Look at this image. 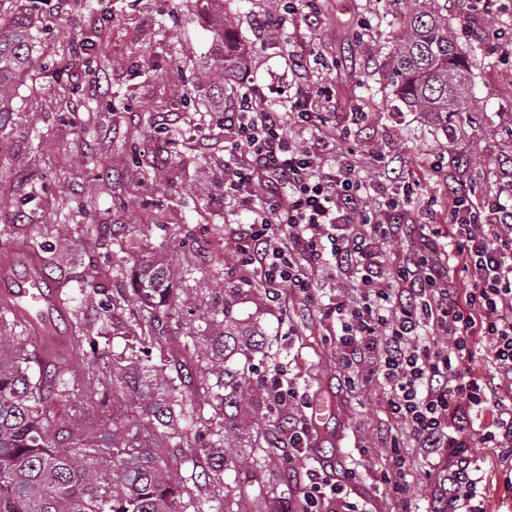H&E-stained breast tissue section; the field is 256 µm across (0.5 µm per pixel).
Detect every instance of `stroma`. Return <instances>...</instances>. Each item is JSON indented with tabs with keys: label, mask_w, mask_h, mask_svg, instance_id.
I'll return each mask as SVG.
<instances>
[{
	"label": "stroma",
	"mask_w": 512,
	"mask_h": 512,
	"mask_svg": "<svg viewBox=\"0 0 512 512\" xmlns=\"http://www.w3.org/2000/svg\"><path fill=\"white\" fill-rule=\"evenodd\" d=\"M404 7L403 0H325L317 26L301 28L295 45L313 59L306 79L336 97L339 111L367 114L350 141L366 179L412 184L411 211L432 208L437 223L449 178H461L479 200L512 172V16L481 14L458 27L471 53V120L448 139L432 116L406 111L381 80L395 37L389 22ZM265 9L266 0H224L230 41L255 47L253 18ZM202 10V0H169L162 12L154 0H93L87 8L47 0L31 45L44 67L8 75L0 101V213L10 217L0 223V251L37 237L51 260L49 276L72 284L58 330L84 327L92 367L114 381L97 417L132 432L152 430L186 512H301L306 472L327 458L358 469L348 497L354 512H398L376 479L391 453L384 434L393 425L381 384L347 390L335 323L289 290L271 298L234 265L235 227L247 216L219 200L224 128L215 122L207 135L196 131L214 110L206 68L217 44ZM103 13L112 17V37L95 47L106 65L96 77L71 44L90 37ZM367 43L372 52L364 51ZM288 47L266 38L235 85L287 90L295 79ZM184 87L192 91L187 104L177 100ZM106 96L115 111L99 107ZM432 154L442 169L430 167ZM84 222L105 248L78 241L73 226ZM147 258L177 271L159 309L158 346L129 332L139 318L136 274ZM118 295L121 305L102 318L103 305ZM149 363L167 367L162 399L195 412L197 422L142 419L134 403L153 378ZM273 364L306 397L322 394L335 409L307 451L289 461L276 448L285 421L252 385ZM228 369L251 384L232 408L217 396ZM184 428L188 447H170ZM472 462L483 473L490 512H500L494 449L476 444Z\"/></svg>",
	"instance_id": "stroma-1"
}]
</instances>
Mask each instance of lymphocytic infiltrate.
I'll use <instances>...</instances> for the list:
<instances>
[{"instance_id": "lymphocytic-infiltrate-1", "label": "lymphocytic infiltrate", "mask_w": 512, "mask_h": 512, "mask_svg": "<svg viewBox=\"0 0 512 512\" xmlns=\"http://www.w3.org/2000/svg\"><path fill=\"white\" fill-rule=\"evenodd\" d=\"M340 118L335 99L308 82L275 103L255 84L225 105L224 196L249 216L234 238L235 263L308 299L318 274L351 279L355 297L323 306L338 327V359L350 384H382L392 418L424 452L417 463L393 449L379 481L401 512H413L421 467L431 489L426 512H487L483 476L470 459L473 414L488 400L487 385L469 363L477 342L491 341L497 374L512 381V207L495 195L473 201L452 181L446 223L409 224L399 193L369 187L353 155L338 152L350 135ZM372 192L379 206L370 205ZM401 235L411 249L388 256L386 244ZM454 263L467 282L451 274ZM258 382L273 410L290 414L284 447H306L307 417L293 412L297 392L283 369L269 367ZM481 441L497 449L512 494L511 408ZM356 478L350 469L339 479L312 469L305 501L314 508L331 497L336 512H348Z\"/></svg>"}]
</instances>
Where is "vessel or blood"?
Listing matches in <instances>:
<instances>
[{"label":"vessel or blood","mask_w":512,"mask_h":512,"mask_svg":"<svg viewBox=\"0 0 512 512\" xmlns=\"http://www.w3.org/2000/svg\"><path fill=\"white\" fill-rule=\"evenodd\" d=\"M6 262L21 264L24 272L0 275V306L11 310L25 323L35 351H42L47 344H57L56 322L65 316L66 310L58 303L55 289L45 283L38 257L15 251L7 254Z\"/></svg>","instance_id":"1"}]
</instances>
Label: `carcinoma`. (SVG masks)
<instances>
[{
	"mask_svg": "<svg viewBox=\"0 0 512 512\" xmlns=\"http://www.w3.org/2000/svg\"><path fill=\"white\" fill-rule=\"evenodd\" d=\"M208 2L214 5L212 33L219 43L208 75L212 98L220 104L224 93H237L225 74L243 64L247 50L224 52L221 0ZM398 17L383 80L407 111L435 116L446 133L448 117L464 119L469 53L453 35L448 16L428 0H414ZM32 38L22 21L0 26V77L34 67ZM169 278L170 271L154 263L140 269L138 293L148 307L142 319H158L154 298ZM73 336L75 359L52 348L38 358L0 341V512H178V489L165 476L163 457L139 433L106 422L88 439L81 417L60 416L59 398L84 362L88 343L81 328ZM138 408L149 420H178L156 386L139 393ZM59 426L67 433L65 445L56 438ZM106 472L113 478L103 479Z\"/></svg>",
	"mask_w": 512,
	"mask_h": 512,
	"instance_id": "obj_1",
	"label": "carcinoma"
}]
</instances>
